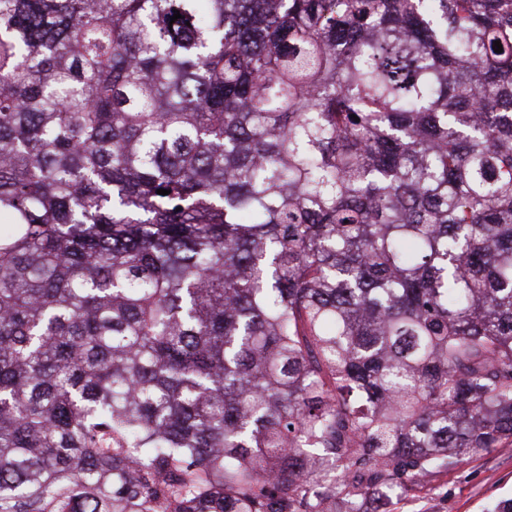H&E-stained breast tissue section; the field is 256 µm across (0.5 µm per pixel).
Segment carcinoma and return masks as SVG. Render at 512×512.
I'll return each mask as SVG.
<instances>
[{
	"label": "carcinoma",
	"mask_w": 512,
	"mask_h": 512,
	"mask_svg": "<svg viewBox=\"0 0 512 512\" xmlns=\"http://www.w3.org/2000/svg\"><path fill=\"white\" fill-rule=\"evenodd\" d=\"M511 446L512 0H0V512Z\"/></svg>",
	"instance_id": "carcinoma-1"
}]
</instances>
